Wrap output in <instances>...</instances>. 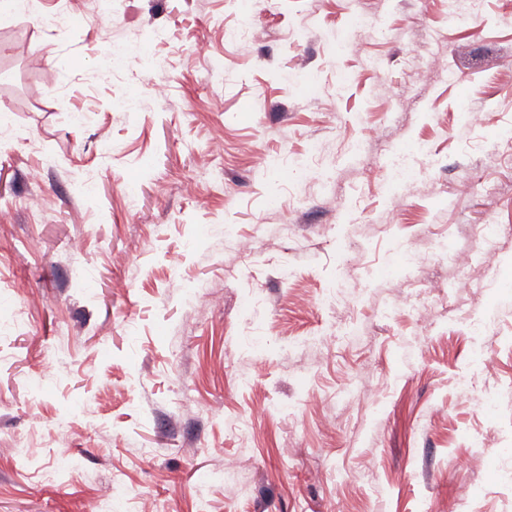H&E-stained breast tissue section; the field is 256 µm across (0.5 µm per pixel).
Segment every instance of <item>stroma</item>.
I'll return each instance as SVG.
<instances>
[{
	"mask_svg": "<svg viewBox=\"0 0 512 512\" xmlns=\"http://www.w3.org/2000/svg\"><path fill=\"white\" fill-rule=\"evenodd\" d=\"M37 2L0 9V317L22 316L0 332V512H82L116 480L113 512H512V0L459 26L443 0H370L386 38L341 56L346 0H254L245 49L224 40L238 0H120L109 24ZM407 139L430 151L394 189ZM487 222L492 244L469 238ZM431 236L468 268L405 265ZM340 279L358 294L336 304ZM246 419L243 453L227 425Z\"/></svg>",
	"mask_w": 512,
	"mask_h": 512,
	"instance_id": "1",
	"label": "stroma"
}]
</instances>
